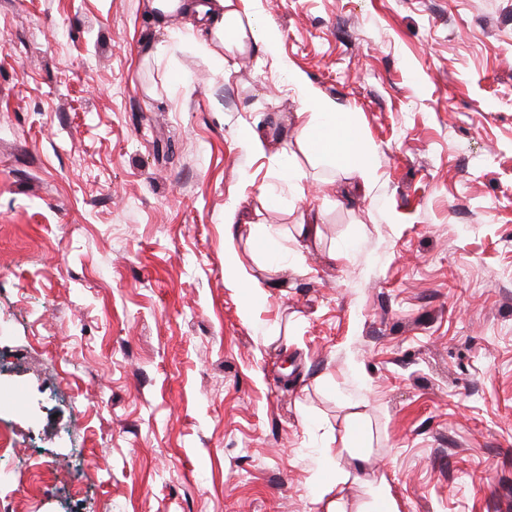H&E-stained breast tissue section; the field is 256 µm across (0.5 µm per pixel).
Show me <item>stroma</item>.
Instances as JSON below:
<instances>
[{"label": "stroma", "instance_id": "1", "mask_svg": "<svg viewBox=\"0 0 512 512\" xmlns=\"http://www.w3.org/2000/svg\"><path fill=\"white\" fill-rule=\"evenodd\" d=\"M255 7L279 58L222 66L150 0H0V359L40 408L0 400V512H326L356 421L346 512L380 475L399 512H512V0ZM293 72L372 185L299 152ZM231 202L282 246L235 242L259 297L224 277ZM241 143L244 150L251 154L263 155L269 148L264 130L263 128L259 129L258 125L246 127ZM363 447H367L365 445V438L363 442L361 438L356 439L354 435L347 444H343L342 448H331L328 449V452L330 456H333L332 452H334L336 461L345 456H349L359 469H364V464L367 459L366 454L360 449Z\"/></svg>", "mask_w": 512, "mask_h": 512}]
</instances>
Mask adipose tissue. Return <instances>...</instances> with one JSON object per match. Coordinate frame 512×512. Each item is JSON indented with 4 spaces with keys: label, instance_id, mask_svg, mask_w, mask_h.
Masks as SVG:
<instances>
[{
    "label": "adipose tissue",
    "instance_id": "obj_1",
    "mask_svg": "<svg viewBox=\"0 0 512 512\" xmlns=\"http://www.w3.org/2000/svg\"><path fill=\"white\" fill-rule=\"evenodd\" d=\"M151 9L159 19L174 15L195 19L206 34L201 47L214 59L244 56L257 48L272 57L278 52V32L263 21L251 0H151ZM293 83L302 100V109L295 115L300 151L315 164L342 167L361 185H370L375 179L371 162L375 148L359 135L354 114L337 110L334 101L303 77H294ZM243 230L254 241L266 236L265 225L242 227L236 204H229L224 211L226 274L230 282L247 285L258 296L265 288L250 275L234 247L235 236Z\"/></svg>",
    "mask_w": 512,
    "mask_h": 512
}]
</instances>
